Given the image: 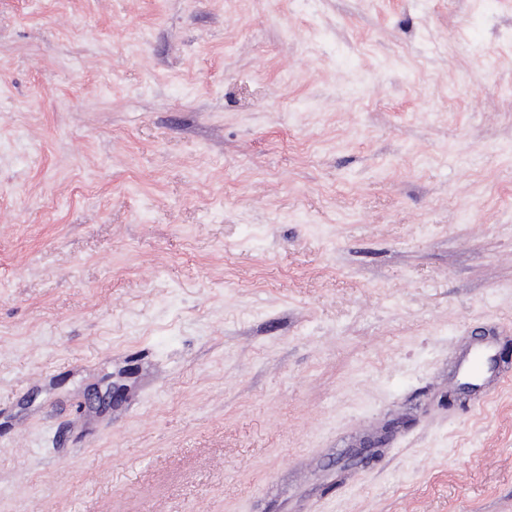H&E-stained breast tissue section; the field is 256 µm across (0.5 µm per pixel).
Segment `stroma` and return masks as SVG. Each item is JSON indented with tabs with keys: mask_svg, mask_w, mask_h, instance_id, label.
Instances as JSON below:
<instances>
[{
	"mask_svg": "<svg viewBox=\"0 0 512 512\" xmlns=\"http://www.w3.org/2000/svg\"><path fill=\"white\" fill-rule=\"evenodd\" d=\"M512 0H0V512H512Z\"/></svg>",
	"mask_w": 512,
	"mask_h": 512,
	"instance_id": "obj_1",
	"label": "stroma"
}]
</instances>
